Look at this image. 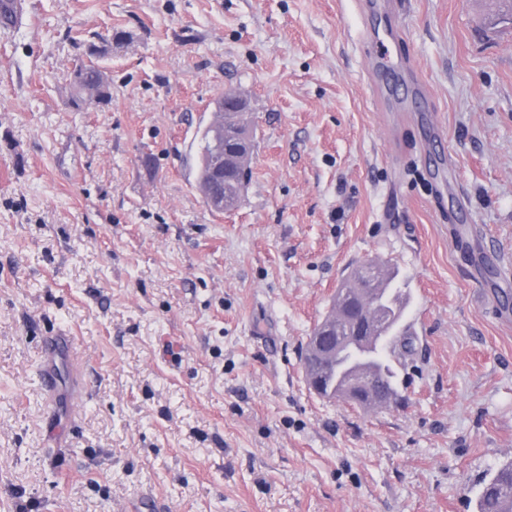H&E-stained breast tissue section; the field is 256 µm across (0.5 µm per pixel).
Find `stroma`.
<instances>
[{
    "mask_svg": "<svg viewBox=\"0 0 512 512\" xmlns=\"http://www.w3.org/2000/svg\"><path fill=\"white\" fill-rule=\"evenodd\" d=\"M25 0L0 29V512H476L512 460V25L494 0ZM399 31L380 111L363 23ZM112 100L69 108L94 40ZM257 151L197 188L225 91ZM408 283L405 404L308 387L351 267ZM75 337L84 394L44 345ZM217 122L213 128L214 134L220 140H214L210 136L208 125L200 129L197 140L198 164L204 173L213 164V161L223 159L224 174L219 180L214 179L216 190L212 189L204 195L205 201L215 210L224 211V203L227 209L234 208L245 188L250 172V164L256 151V137L250 112H216ZM224 114L232 122L224 136ZM242 135V141L238 133ZM239 154H246L238 157Z\"/></svg>",
    "mask_w": 512,
    "mask_h": 512,
    "instance_id": "1",
    "label": "stroma"
}]
</instances>
